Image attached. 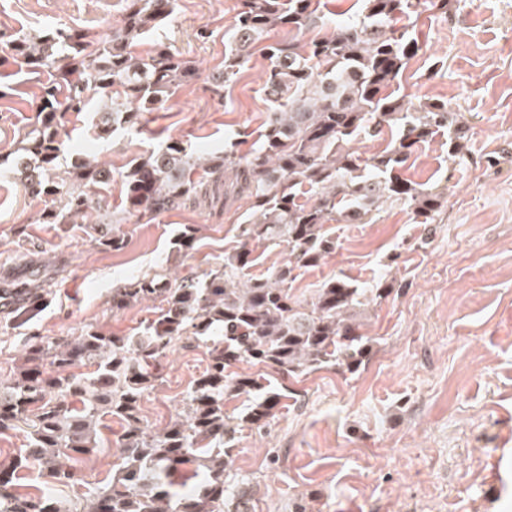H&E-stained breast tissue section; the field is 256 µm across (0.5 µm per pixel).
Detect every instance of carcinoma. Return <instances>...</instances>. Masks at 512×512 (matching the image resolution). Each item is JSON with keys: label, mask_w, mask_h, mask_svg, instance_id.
Listing matches in <instances>:
<instances>
[{"label": "carcinoma", "mask_w": 512, "mask_h": 512, "mask_svg": "<svg viewBox=\"0 0 512 512\" xmlns=\"http://www.w3.org/2000/svg\"><path fill=\"white\" fill-rule=\"evenodd\" d=\"M446 16L460 0H361L350 23L328 36L304 39L324 25L317 0H239L224 41V70L213 82L233 84L261 48L268 60L264 92L271 107L259 146L246 155L224 151L206 159L172 141L131 160L121 174L126 208L102 210L112 171L87 157L59 164L64 119L92 100L102 104L96 136L132 129L177 89L198 76L195 62L159 43L147 55L133 43L169 23L177 0H126L120 26L106 36L75 28H48L37 37L7 35L9 55L29 72L53 70L43 91L38 121L20 141L16 176L35 196L64 203L50 209V224H74L92 211L100 224H127L134 216L156 217L179 206L196 188L195 175L224 168L242 179L251 212L241 227L243 242L224 254V264L204 281L156 274L112 290V308L150 301L157 317L135 336H111L89 326L61 342L29 338L25 367L12 382H0V433L28 429V448L0 463V512H65L53 493L75 478L68 462L96 447L95 431L110 415L123 423L119 467L112 483L87 493L80 512H252L250 480L231 465L244 427L265 428L282 394L271 381L238 374L241 362L299 376L324 367L351 374L368 352L356 321L359 311L391 292L389 286L360 288L332 278L301 298L293 293L296 271L319 265L336 251L327 224H367L381 204L407 206L422 224L434 221L443 193L422 190L403 178L414 145L448 130L459 147L469 127L446 101L413 100L401 78L420 51L412 29L421 2ZM286 28L293 36L272 43ZM391 139L384 151L361 157L353 144ZM284 243L288 261L265 278H245L253 262L248 245ZM21 316L41 305L33 274H18L0 288ZM185 339L210 342L205 374L184 398V414L152 432L139 415L141 398L159 379L170 349ZM94 367L92 376L71 369ZM256 394L243 415L224 411L225 398ZM197 463L204 478L191 490H171V477ZM36 469L43 487L20 490L19 471Z\"/></svg>", "instance_id": "obj_1"}]
</instances>
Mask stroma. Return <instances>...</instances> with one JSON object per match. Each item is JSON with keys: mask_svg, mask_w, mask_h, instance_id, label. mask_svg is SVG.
<instances>
[{"mask_svg": "<svg viewBox=\"0 0 512 512\" xmlns=\"http://www.w3.org/2000/svg\"><path fill=\"white\" fill-rule=\"evenodd\" d=\"M125 0H0V32L31 34L63 24L105 35ZM238 0H177L174 20L151 29L137 53L164 42L196 61L199 77L136 130L93 136L89 113L71 116L62 165L87 154L112 168L103 206L118 210L121 174L133 157L172 140L210 157L228 144L248 153L270 107L262 90L268 65L254 54L222 96L209 90L224 67V33ZM421 49L403 73L405 93L448 101L470 132L449 152L447 132L416 147L405 178L444 191L433 223L410 209L382 205L372 224H337L336 251L302 270L305 293L331 277L364 288L393 283L370 306L361 333L369 351L353 374L334 367L296 378L248 363L242 375L276 384L281 408L262 433L243 429L233 468L250 478L255 512H512V0H461L436 17L423 10ZM47 78L13 62L0 41V281L34 271L41 310L19 323L0 306V381L23 361L29 336L68 338L87 326L114 336L140 332L155 313L148 302L116 311L112 291L137 277L171 273L203 279L236 246L250 206L234 175H207L180 208L150 222L122 225L120 249L100 245L108 224H46L43 198L14 174L20 140L36 121ZM196 229L192 248L175 243ZM203 345L175 347L144 393L141 416L159 430L183 411V399L207 365ZM119 420L97 430V448L74 465L77 484L58 488L71 507L112 478Z\"/></svg>", "mask_w": 512, "mask_h": 512, "instance_id": "1", "label": "stroma"}]
</instances>
